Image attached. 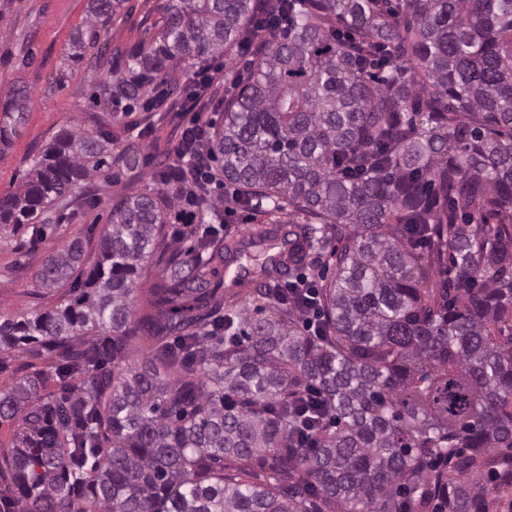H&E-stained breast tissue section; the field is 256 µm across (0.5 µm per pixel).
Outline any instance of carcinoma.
Returning a JSON list of instances; mask_svg holds the SVG:
<instances>
[{
    "instance_id": "carcinoma-1",
    "label": "carcinoma",
    "mask_w": 512,
    "mask_h": 512,
    "mask_svg": "<svg viewBox=\"0 0 512 512\" xmlns=\"http://www.w3.org/2000/svg\"><path fill=\"white\" fill-rule=\"evenodd\" d=\"M126 0H88L72 57L131 112L174 68L246 39L259 0H167L117 60ZM268 53L224 76L209 152L269 225L166 244L174 192L112 207L33 273L51 308L0 314V350L54 361L0 388V512H491L512 491V0H282ZM0 102V145L24 121ZM114 137L62 129L0 196V241L59 231ZM208 214L218 201L189 189ZM288 214L282 221L281 215ZM333 259L313 305L275 286ZM145 305L132 318L134 293ZM152 354L130 364L142 344ZM315 389L317 404L306 394Z\"/></svg>"
}]
</instances>
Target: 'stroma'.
Here are the masks:
<instances>
[{"instance_id": "stroma-1", "label": "stroma", "mask_w": 512, "mask_h": 512, "mask_svg": "<svg viewBox=\"0 0 512 512\" xmlns=\"http://www.w3.org/2000/svg\"><path fill=\"white\" fill-rule=\"evenodd\" d=\"M165 3L127 0L125 18L108 27L111 48L123 51L146 39ZM87 6V0H0V98L13 87L28 94L24 125L8 145L0 146V196L21 183L33 151L72 122L84 124L98 116L118 139L112 175L78 195L61 221L68 233L96 239L112 205L156 187L155 171L180 129L172 113L138 109L127 114L96 95L92 69L87 61L71 58L69 49V35L83 23ZM28 239L24 230L0 244V309L15 315L58 301L57 294L34 293L31 280L13 275L22 263L38 269L60 245L54 234L34 247Z\"/></svg>"}]
</instances>
